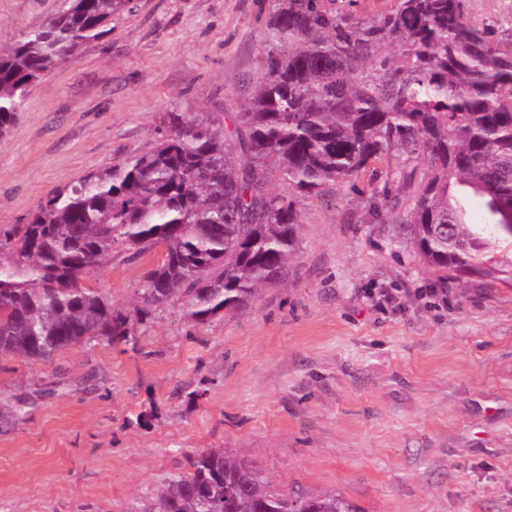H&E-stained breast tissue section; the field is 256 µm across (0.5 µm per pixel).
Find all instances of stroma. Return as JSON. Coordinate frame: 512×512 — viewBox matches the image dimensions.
<instances>
[{
    "mask_svg": "<svg viewBox=\"0 0 512 512\" xmlns=\"http://www.w3.org/2000/svg\"><path fill=\"white\" fill-rule=\"evenodd\" d=\"M63 0H0V45ZM275 0H129L102 37L32 83L0 138V229L52 192L149 151L172 111L234 114L275 44ZM512 40V0H468ZM409 184L362 173L296 199L286 282L199 324L179 304L138 321L160 251L116 248L93 287L131 336L49 361L0 358V512H136L186 453L257 459L272 488L338 492L360 512H512V242L497 277L430 265L392 239Z\"/></svg>",
    "mask_w": 512,
    "mask_h": 512,
    "instance_id": "stroma-1",
    "label": "stroma"
}]
</instances>
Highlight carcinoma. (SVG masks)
Returning a JSON list of instances; mask_svg holds the SVG:
<instances>
[{
	"label": "carcinoma",
	"mask_w": 512,
	"mask_h": 512,
	"mask_svg": "<svg viewBox=\"0 0 512 512\" xmlns=\"http://www.w3.org/2000/svg\"><path fill=\"white\" fill-rule=\"evenodd\" d=\"M126 0H64L0 47V137L28 86L76 58ZM264 75L233 125L203 112H166L148 152L88 173L40 202L22 227L0 229V356L47 361L91 336L123 339L129 319L84 280L123 247H160L137 302H178L204 323L288 277L298 213L291 194L318 195L384 165L422 155L433 176L402 234L428 262L492 276L484 256L512 239V41H493L465 0H395L359 22L322 0H278ZM288 186L289 194L272 191ZM473 194L486 223L462 207ZM143 512H358L331 493L271 488L257 461L199 449Z\"/></svg>",
	"instance_id": "1"
}]
</instances>
